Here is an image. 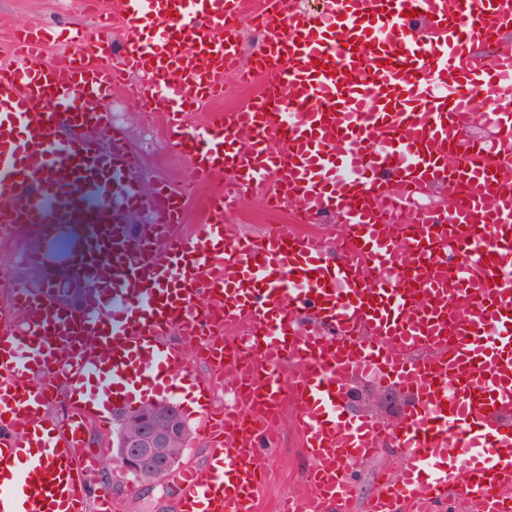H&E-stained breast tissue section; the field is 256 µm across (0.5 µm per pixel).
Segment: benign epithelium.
I'll list each match as a JSON object with an SVG mask.
<instances>
[{"mask_svg":"<svg viewBox=\"0 0 512 512\" xmlns=\"http://www.w3.org/2000/svg\"><path fill=\"white\" fill-rule=\"evenodd\" d=\"M178 419L160 404H149L126 428L117 450L120 468L159 479L179 463L183 448Z\"/></svg>","mask_w":512,"mask_h":512,"instance_id":"1","label":"benign epithelium"}]
</instances>
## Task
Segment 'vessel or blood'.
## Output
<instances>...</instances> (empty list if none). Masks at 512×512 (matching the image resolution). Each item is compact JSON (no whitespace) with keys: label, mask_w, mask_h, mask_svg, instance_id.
<instances>
[{"label":"vessel or blood","mask_w":512,"mask_h":512,"mask_svg":"<svg viewBox=\"0 0 512 512\" xmlns=\"http://www.w3.org/2000/svg\"><path fill=\"white\" fill-rule=\"evenodd\" d=\"M117 4L53 55L51 32L16 29L0 63V234L95 232L73 280L15 282L0 306V512H115L91 480L109 450L85 432L108 427L100 402L135 403L130 372L190 394L212 449L175 473L178 512H256L288 399L315 462L305 512H350L355 474L387 448L402 465L364 512H446L452 499L512 512V0H271L264 60L248 64L243 0ZM116 19L126 36L109 60L101 36ZM229 74L260 89L214 110ZM117 88L137 114H163L189 191L143 189L126 130L100 106ZM192 110L207 120L186 125ZM86 185L107 193L101 214L75 208ZM203 187L207 212L185 224ZM436 190L448 204H422ZM248 196L332 215L336 230L229 234L224 215ZM142 212L153 225L129 237L123 216ZM223 322L247 325L251 374L235 375ZM190 343L210 373L187 371ZM228 375L235 399L214 410L212 380ZM368 376L410 396L398 422L348 412L347 389ZM60 382L72 408L56 424L44 410Z\"/></svg>","instance_id":"vessel-or-blood-1"}]
</instances>
